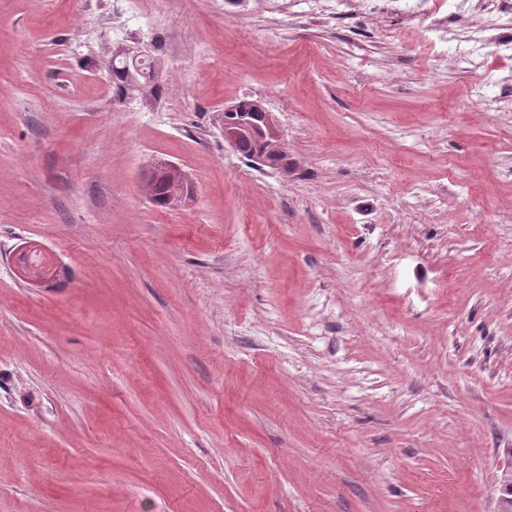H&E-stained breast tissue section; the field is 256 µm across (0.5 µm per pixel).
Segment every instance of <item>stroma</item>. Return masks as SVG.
<instances>
[{
    "mask_svg": "<svg viewBox=\"0 0 512 512\" xmlns=\"http://www.w3.org/2000/svg\"><path fill=\"white\" fill-rule=\"evenodd\" d=\"M121 45L159 73L125 98ZM437 51L423 13L0 0V512H494L512 56ZM242 99L287 171L225 144Z\"/></svg>",
    "mask_w": 512,
    "mask_h": 512,
    "instance_id": "stroma-1",
    "label": "stroma"
}]
</instances>
